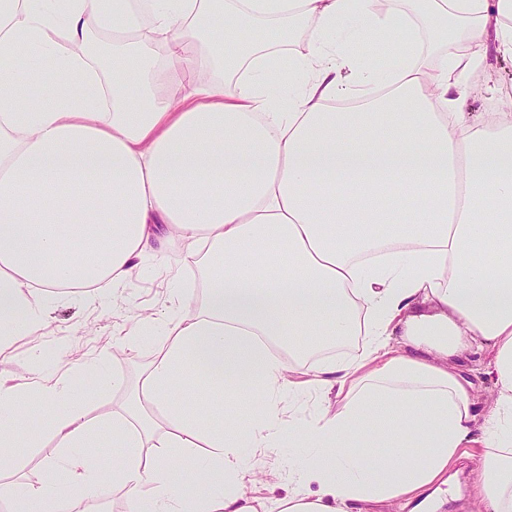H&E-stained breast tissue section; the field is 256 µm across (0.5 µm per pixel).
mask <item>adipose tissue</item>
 I'll return each instance as SVG.
<instances>
[{
	"label": "adipose tissue",
	"mask_w": 512,
	"mask_h": 512,
	"mask_svg": "<svg viewBox=\"0 0 512 512\" xmlns=\"http://www.w3.org/2000/svg\"><path fill=\"white\" fill-rule=\"evenodd\" d=\"M487 34L512 58V0H0V360L54 302L118 297L143 256L167 289L126 340L152 351L123 412L85 410L124 380L96 363L79 391L0 381V451L36 418L60 450L40 487L0 486L6 512L109 483L127 512H364L471 443L480 512H512V109L464 110ZM378 39L396 67L353 53ZM36 53L72 85L33 103ZM176 241L205 254L200 307ZM475 343L481 415L448 364ZM198 377L210 398L180 402ZM91 447L119 449L111 481ZM285 448L272 505L258 458Z\"/></svg>",
	"instance_id": "ef3b65f1"
}]
</instances>
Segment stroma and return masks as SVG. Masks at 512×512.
I'll use <instances>...</instances> for the list:
<instances>
[{"mask_svg":"<svg viewBox=\"0 0 512 512\" xmlns=\"http://www.w3.org/2000/svg\"><path fill=\"white\" fill-rule=\"evenodd\" d=\"M485 75L475 78L476 90L467 100L468 111L474 113L499 110V103L486 93V81L512 84V59L488 49ZM164 290L154 273L132 278L120 298L108 306L64 299L50 309V321L42 332L20 337L11 360L0 363V380L13 384L18 380L53 381L65 376L74 384L82 383V368L98 359L109 369L124 371L135 379L150 360L149 346L124 349L118 329L133 328L143 309H161ZM58 450L49 438L38 447H30L27 438H19L10 459L0 464V484L23 482L39 486L44 480L42 462L56 456Z\"/></svg>","mask_w":512,"mask_h":512,"instance_id":"obj_1","label":"stroma"}]
</instances>
